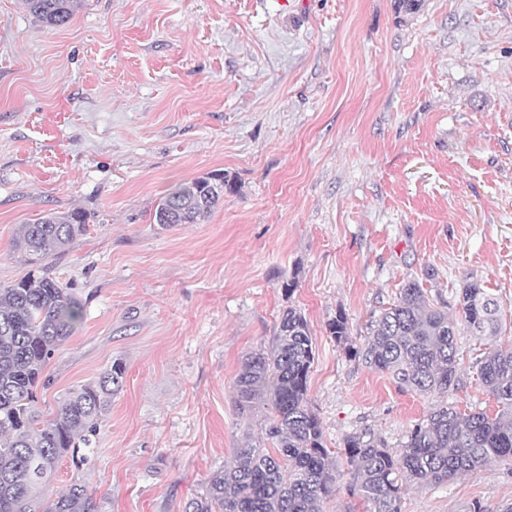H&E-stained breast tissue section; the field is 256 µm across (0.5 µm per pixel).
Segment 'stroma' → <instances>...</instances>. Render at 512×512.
I'll list each match as a JSON object with an SVG mask.
<instances>
[{
	"instance_id": "35a3bbf8",
	"label": "stroma",
	"mask_w": 512,
	"mask_h": 512,
	"mask_svg": "<svg viewBox=\"0 0 512 512\" xmlns=\"http://www.w3.org/2000/svg\"><path fill=\"white\" fill-rule=\"evenodd\" d=\"M237 186L197 224L154 221L180 183ZM83 211L46 260L83 317L45 370L39 408L125 368L88 463L63 458L55 499L86 483L99 512H184L237 448L264 440L238 413L244 357L282 308L305 314L308 398L340 473L368 428L398 447L438 397L349 359L407 280L458 316L474 278L512 342V0H81L50 28L0 0V284L30 271L22 224ZM434 269L425 280V269ZM296 279L292 296L281 284ZM458 411H499L457 339ZM512 462L412 486L402 512H504Z\"/></svg>"
}]
</instances>
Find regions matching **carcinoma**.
<instances>
[{
  "mask_svg": "<svg viewBox=\"0 0 512 512\" xmlns=\"http://www.w3.org/2000/svg\"><path fill=\"white\" fill-rule=\"evenodd\" d=\"M43 24L61 27L78 0H23ZM234 184L222 172L179 185L162 198L155 221L165 227L195 224L208 216ZM87 230L79 211L50 213L22 224L16 245L36 267L47 256ZM461 310L451 318L429 298L416 279L407 281L397 301L371 322L361 344L351 339L342 312L328 331L351 359L389 374L399 387L422 395L446 396L458 388L455 338L484 342L476 359L479 377L501 410L460 413L438 404L392 450L370 429L344 439L351 467L347 491L365 512H401L411 485H442L493 460H512V344L503 347L499 301L475 280L463 284ZM83 304L71 289L47 275L28 273L0 285V512H40L41 493L54 479L60 460L90 448L123 387L125 368L114 363L93 380L70 390L54 418L42 421L36 391L59 346L73 335ZM315 346L307 319L290 305L282 312L272 345L249 355L235 382V404L242 413L266 412L271 453L247 443L232 464L216 472L185 512H323L341 474L324 445L321 422L308 399V376ZM45 512H98L88 488L73 483Z\"/></svg>",
  "mask_w": 512,
  "mask_h": 512,
  "instance_id": "carcinoma-1",
  "label": "carcinoma"
}]
</instances>
